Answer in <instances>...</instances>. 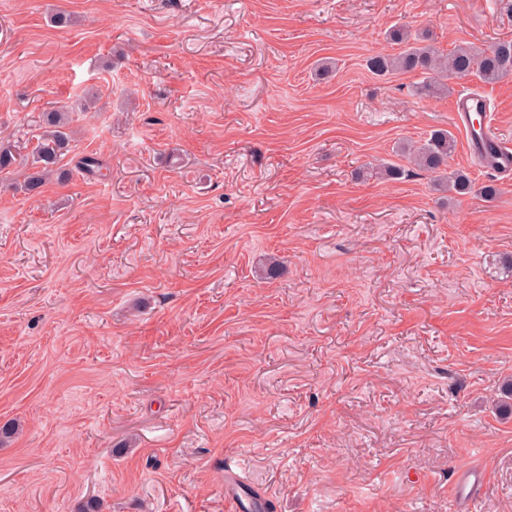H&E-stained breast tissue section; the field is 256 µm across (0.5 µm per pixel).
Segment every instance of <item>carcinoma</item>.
Masks as SVG:
<instances>
[{
    "label": "carcinoma",
    "mask_w": 512,
    "mask_h": 512,
    "mask_svg": "<svg viewBox=\"0 0 512 512\" xmlns=\"http://www.w3.org/2000/svg\"><path fill=\"white\" fill-rule=\"evenodd\" d=\"M395 43L402 45L393 55H380L369 59L368 67L377 76L396 72L418 73L422 81L416 86V94L426 98H439L451 93L450 79L476 77L485 84H494L512 77V39H499L487 46L461 43L447 54L429 43V37L422 33H411L396 28L391 33ZM69 111L59 107L44 115V122L26 165L28 173L20 190L28 195H39L46 180L57 177L61 183L68 181L72 170L62 164L71 152ZM456 150L454 135L443 128L432 130L421 142L411 143L401 148V154L418 169L434 176L436 186L456 197L478 192L486 198L496 196L499 189L494 181L476 186L474 180L462 169L448 170V162ZM17 163L14 146L8 141H0V173L9 171ZM77 170L95 175L101 173L102 162L93 155L79 157ZM404 168L396 162L383 163L372 171L377 177L399 180L404 176Z\"/></svg>",
    "instance_id": "carcinoma-1"
}]
</instances>
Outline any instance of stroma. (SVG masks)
Listing matches in <instances>:
<instances>
[{"label":"stroma","mask_w":512,"mask_h":512,"mask_svg":"<svg viewBox=\"0 0 512 512\" xmlns=\"http://www.w3.org/2000/svg\"><path fill=\"white\" fill-rule=\"evenodd\" d=\"M396 24L512 36L502 0H0V137L65 106L106 167L0 174V512H227L229 462L276 512H458L464 467L512 512V178L453 112L512 144V78L418 98L367 67ZM437 128L494 199L367 176ZM483 112L485 122L478 137L472 131L473 113ZM488 99L479 92H467L459 95L454 103V115L456 120L467 127L469 131V150L479 161L483 160L490 150L496 153V162L499 165L498 173L502 175L512 174V148L499 141L493 133L487 120Z\"/></svg>","instance_id":"stroma-1"}]
</instances>
